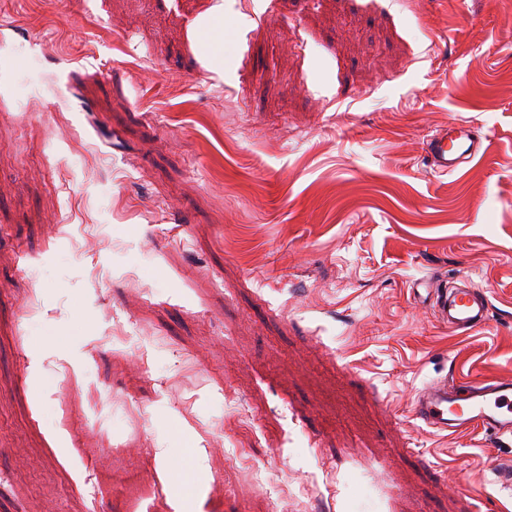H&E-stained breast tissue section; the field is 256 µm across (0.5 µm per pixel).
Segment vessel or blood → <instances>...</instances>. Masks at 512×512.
I'll return each instance as SVG.
<instances>
[{"label": "vessel or blood", "mask_w": 512, "mask_h": 512, "mask_svg": "<svg viewBox=\"0 0 512 512\" xmlns=\"http://www.w3.org/2000/svg\"><path fill=\"white\" fill-rule=\"evenodd\" d=\"M484 142L469 122L457 121L428 136L425 154L435 174L458 171L478 156ZM432 307L439 321L454 330H472L489 320L487 300L467 287L450 288L436 282ZM413 416L440 433H462L474 428L501 438L512 436V378L451 384L427 383L418 393Z\"/></svg>", "instance_id": "vessel-or-blood-1"}]
</instances>
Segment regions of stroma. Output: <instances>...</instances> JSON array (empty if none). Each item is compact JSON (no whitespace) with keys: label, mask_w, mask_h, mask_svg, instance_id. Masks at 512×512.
Masks as SVG:
<instances>
[{"label":"stroma","mask_w":512,"mask_h":512,"mask_svg":"<svg viewBox=\"0 0 512 512\" xmlns=\"http://www.w3.org/2000/svg\"><path fill=\"white\" fill-rule=\"evenodd\" d=\"M507 373L512 0H0V512H512ZM483 148V139L473 125L457 121L448 123V127L440 128L428 136L425 154L433 172L445 176L458 171L478 156ZM419 286L424 287L428 294L433 288L425 279L416 283L417 291ZM432 307L437 319L454 330H472L486 325L489 320L487 300L466 286L448 289L447 282H436ZM413 416L440 433L480 428L497 438H511L512 378L463 384L433 380L419 391Z\"/></svg>","instance_id":"1"}]
</instances>
